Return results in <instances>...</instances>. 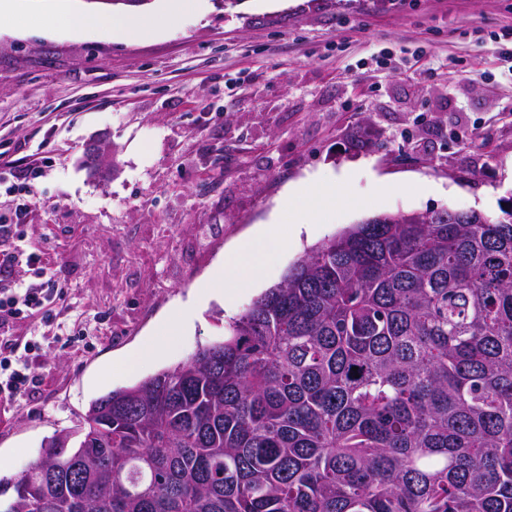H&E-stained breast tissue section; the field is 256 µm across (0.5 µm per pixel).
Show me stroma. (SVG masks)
Masks as SVG:
<instances>
[{"mask_svg": "<svg viewBox=\"0 0 512 512\" xmlns=\"http://www.w3.org/2000/svg\"><path fill=\"white\" fill-rule=\"evenodd\" d=\"M0 28V220L23 227L65 301L10 323L42 345L39 381L0 402V477L90 404L223 340L312 247L367 218L512 198V0H152L151 36L49 29L88 0H12ZM112 151L99 177L92 145ZM306 186L295 233L281 202ZM332 185L335 195L321 194ZM254 287L203 300L267 225ZM158 352L144 353L148 342Z\"/></svg>", "mask_w": 512, "mask_h": 512, "instance_id": "obj_1", "label": "stroma"}]
</instances>
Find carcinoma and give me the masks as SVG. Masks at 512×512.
I'll list each match as a JSON object with an SVG mask.
<instances>
[{
	"label": "carcinoma",
	"instance_id": "obj_1",
	"mask_svg": "<svg viewBox=\"0 0 512 512\" xmlns=\"http://www.w3.org/2000/svg\"><path fill=\"white\" fill-rule=\"evenodd\" d=\"M0 512H512V204L316 245L0 478Z\"/></svg>",
	"mask_w": 512,
	"mask_h": 512
}]
</instances>
